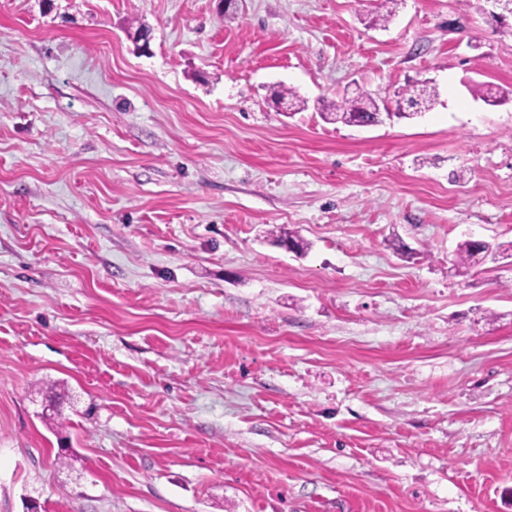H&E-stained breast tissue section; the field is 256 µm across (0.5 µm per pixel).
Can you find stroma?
Instances as JSON below:
<instances>
[{"label": "stroma", "mask_w": 512, "mask_h": 512, "mask_svg": "<svg viewBox=\"0 0 512 512\" xmlns=\"http://www.w3.org/2000/svg\"><path fill=\"white\" fill-rule=\"evenodd\" d=\"M381 2L0 0V512H512V16ZM401 100L405 102L409 108L415 109V112L408 113L407 115L406 112H401ZM401 100L396 101V110L398 112L387 113H393L395 116L399 117H408L410 115H414L415 113L429 110V108L435 103V91L429 86L415 82L408 84L404 89H402ZM328 107L329 112H323L325 119L344 124L361 123L358 121L373 123L380 109L377 99L366 91L345 99L341 104L333 103ZM492 251L491 245L486 243H477L473 240H466L459 244L457 253H456V264L458 267L466 268L472 262L475 261V258L481 253H488Z\"/></svg>", "instance_id": "stroma-1"}]
</instances>
